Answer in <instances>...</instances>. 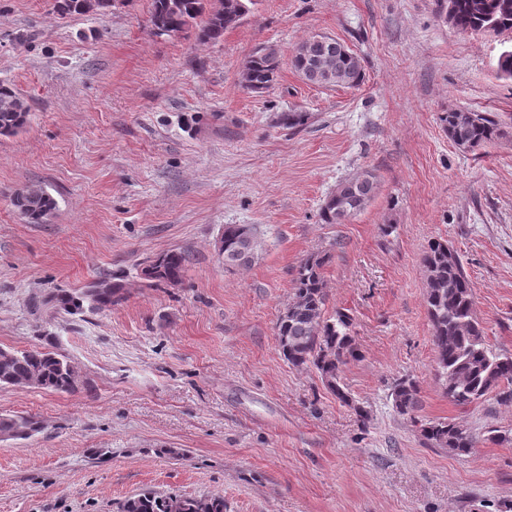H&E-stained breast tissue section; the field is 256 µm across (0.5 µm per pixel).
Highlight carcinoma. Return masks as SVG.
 Returning a JSON list of instances; mask_svg holds the SVG:
<instances>
[{
    "mask_svg": "<svg viewBox=\"0 0 512 512\" xmlns=\"http://www.w3.org/2000/svg\"><path fill=\"white\" fill-rule=\"evenodd\" d=\"M114 0H56L62 16L82 15L106 9ZM448 20L462 31H512V0H451ZM256 0H152L148 27L156 35L196 30L201 42H219L224 31L236 25ZM308 56L331 58L332 77L320 86L354 87L363 79L360 58L339 41L324 42L314 36L302 42ZM277 55L269 46L255 49L244 61L243 73L251 77L249 89L260 92L277 77ZM29 109L16 91L0 84V135L19 133L28 123ZM441 121L448 138L463 149L487 146L500 136V122L482 112L465 119L459 112H446ZM377 181L365 171L342 181L321 208L325 224H342L364 210L376 195ZM14 205L30 224H41L55 209L52 196L42 187L25 185L14 196ZM224 225V265L246 266L261 248L256 228ZM330 255H310L301 260L294 281L293 298L278 315L275 336L284 359L294 368L313 367L324 387L336 400L350 405L353 400L341 380V367L360 356L352 335V319L338 312L326 316L323 267ZM427 289L425 301L432 322L436 364L448 401L467 407L498 390L512 397V355L498 354L486 344L473 311V284L448 245L429 242L423 257ZM188 255L170 250L154 259L143 270L145 279L177 283ZM120 285L109 276L99 277L78 293L60 291L55 295L61 309L69 314L88 307L98 309L120 300ZM77 374L65 356L52 351L0 349V386H29L69 393L76 389ZM393 404L401 415H412L419 408L415 381L400 380L392 392ZM42 430L34 416L0 417V435L25 439ZM421 436L431 444L456 454H466L476 446L474 436L453 421L429 420L421 424ZM220 495L186 496L144 492L124 500L118 512H225Z\"/></svg>",
    "mask_w": 512,
    "mask_h": 512,
    "instance_id": "1",
    "label": "carcinoma"
}]
</instances>
